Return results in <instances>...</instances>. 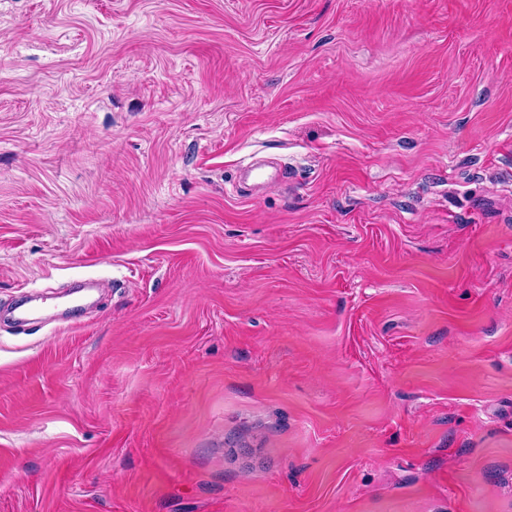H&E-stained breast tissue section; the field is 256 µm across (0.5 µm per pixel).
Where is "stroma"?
<instances>
[{
    "label": "stroma",
    "instance_id": "obj_1",
    "mask_svg": "<svg viewBox=\"0 0 512 512\" xmlns=\"http://www.w3.org/2000/svg\"><path fill=\"white\" fill-rule=\"evenodd\" d=\"M0 512H512V0H0Z\"/></svg>",
    "mask_w": 512,
    "mask_h": 512
}]
</instances>
